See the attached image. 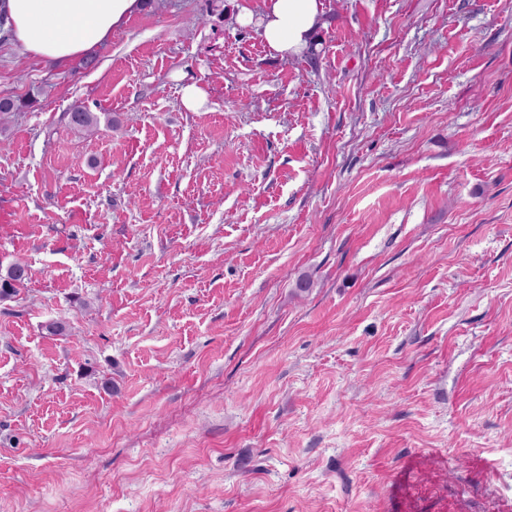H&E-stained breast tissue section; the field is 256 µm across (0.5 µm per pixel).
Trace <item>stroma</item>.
Masks as SVG:
<instances>
[{
  "label": "stroma",
  "instance_id": "1",
  "mask_svg": "<svg viewBox=\"0 0 512 512\" xmlns=\"http://www.w3.org/2000/svg\"><path fill=\"white\" fill-rule=\"evenodd\" d=\"M321 2L0 39V512H512V0ZM321 0H264L256 23L271 51L299 54L314 41L321 21ZM67 117L71 128L81 133L93 132L99 123L98 117L82 106H75ZM28 266L22 262H15L8 269L6 275H0V299L7 298L24 287L28 280Z\"/></svg>",
  "mask_w": 512,
  "mask_h": 512
}]
</instances>
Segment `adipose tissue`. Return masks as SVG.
I'll return each mask as SVG.
<instances>
[{
	"instance_id": "1",
	"label": "adipose tissue",
	"mask_w": 512,
	"mask_h": 512,
	"mask_svg": "<svg viewBox=\"0 0 512 512\" xmlns=\"http://www.w3.org/2000/svg\"><path fill=\"white\" fill-rule=\"evenodd\" d=\"M142 0H0L13 41L30 56L49 63L77 59L99 47ZM320 0H264L260 15L241 12V22H257L271 51L299 54L315 38Z\"/></svg>"
}]
</instances>
